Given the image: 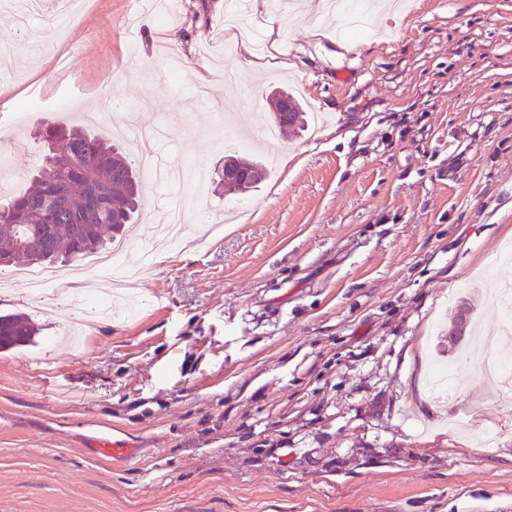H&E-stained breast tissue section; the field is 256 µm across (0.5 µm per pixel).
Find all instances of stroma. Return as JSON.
<instances>
[{
	"instance_id": "1",
	"label": "stroma",
	"mask_w": 512,
	"mask_h": 512,
	"mask_svg": "<svg viewBox=\"0 0 512 512\" xmlns=\"http://www.w3.org/2000/svg\"><path fill=\"white\" fill-rule=\"evenodd\" d=\"M40 2L21 27L0 0V33L22 43L0 58L8 195L42 160L38 118L92 111L167 126L163 162L203 163L208 181L195 196L144 181L140 226L184 204L186 242L95 275L133 313L97 319L70 289L34 299L0 271V314L39 329L0 350V512H512V422L472 346L446 355L455 393L430 391L453 303L495 320L512 282V0H380L357 40L321 0H244L249 27L279 34L255 67L229 64L233 98L225 0H163L133 36L135 0H88L64 34ZM171 55L187 65L174 86ZM286 88L308 127L269 147L259 127ZM229 155L266 179L222 190ZM97 436L133 456L101 455Z\"/></svg>"
}]
</instances>
